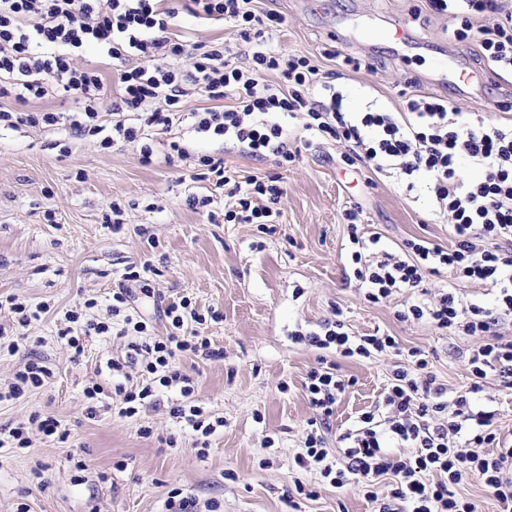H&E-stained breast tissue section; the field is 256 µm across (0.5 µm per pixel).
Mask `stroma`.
Segmentation results:
<instances>
[{
  "label": "stroma",
  "mask_w": 512,
  "mask_h": 512,
  "mask_svg": "<svg viewBox=\"0 0 512 512\" xmlns=\"http://www.w3.org/2000/svg\"><path fill=\"white\" fill-rule=\"evenodd\" d=\"M265 10L285 18L279 44L290 54L320 55L325 69L340 71L337 84L348 111L368 106L397 112L400 91L449 98L458 107L501 120L488 84L457 87L437 75L450 61L475 67V46L449 41L448 20L431 12L425 0H259ZM189 40L216 37L247 53L235 29L221 20L180 15ZM407 23L411 34L402 45L387 38L394 24ZM371 62L374 71L354 70L343 57ZM56 132L31 128L0 131V325L14 315L5 302L16 297L50 310L26 327V341L16 355L0 353V385L7 384L26 358L44 360L53 375L45 386L23 398L0 403V424L49 413L81 444L79 459L67 445L34 437L31 447L0 454V512H165L172 488L196 499L199 512L216 504L217 512H292L288 495L296 482L316 488L312 500H300L301 512H372L359 489L321 484L300 469L294 456L302 445L313 411L304 382L316 363L317 350L294 342L297 329L319 330L342 310L347 329L364 336L382 332L402 347L427 355L428 369L452 388L468 382L466 356L478 338L436 329L424 321L396 317L405 293L371 303L353 277L349 258L346 209L362 208L365 232L385 245L424 237L451 247L448 223L433 221L424 190L406 193L395 179L349 164L345 148L320 141L302 149L287 168L274 158H252L182 125L190 156L167 159L168 136L151 131L154 162L143 166L139 144L110 150L95 141L78 142L67 156L51 144ZM223 158L236 180L280 175L285 194L275 233L255 224H228L225 210L234 198L194 180V159ZM211 197L209 207L192 208L189 197ZM125 207L120 231L103 219L111 202ZM150 263L153 297L136 302L152 332L163 335L166 306L180 297L192 299L199 312L218 309L223 319L206 322L201 331L222 358L191 356L183 360L194 381L193 400L207 420L224 425L210 436L206 452L195 445L196 433L170 414L175 393L142 409L136 417L117 412L85 415L82 390L96 381L111 385L107 363L123 359L126 338L91 336L80 360L58 332L66 311L96 300L91 318L110 320L109 305L123 269ZM393 360H342L353 380L341 395L328 447L361 413L375 406L388 383ZM287 391H280V382ZM150 428L143 436L142 428ZM175 436L174 446L164 439ZM273 437L274 447L264 445Z\"/></svg>",
  "instance_id": "35a3bbf8"
}]
</instances>
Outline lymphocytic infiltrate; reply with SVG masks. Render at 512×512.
Wrapping results in <instances>:
<instances>
[{
	"label": "lymphocytic infiltrate",
	"mask_w": 512,
	"mask_h": 512,
	"mask_svg": "<svg viewBox=\"0 0 512 512\" xmlns=\"http://www.w3.org/2000/svg\"><path fill=\"white\" fill-rule=\"evenodd\" d=\"M431 10L448 17V35L472 41L480 62L492 73L512 72V0H426ZM224 20L251 46L248 64L235 60L230 45L219 40L190 42L177 35L180 14ZM284 19L260 11L254 0H0V129H62L60 148L69 153L75 141L98 139L102 149L140 143V161L153 162L144 143L146 130L165 132L185 119L183 102L207 100L195 113L197 132L232 141L255 157L276 155L280 164L295 157L288 142L296 129L313 141L330 140L349 151L353 161L376 174L423 175L435 202L436 221H449L454 245L445 248L425 238L406 240L388 250L380 237L359 224L360 208L346 211L352 273L369 302L379 303L421 287L430 274L446 269L456 280L485 285L492 305L464 297L457 288L415 298L398 311L401 320L426 321L440 330L480 337L466 360L470 381L449 388L433 372L423 351L401 348L388 334L350 335L342 319L322 332H295L294 340L318 349L316 367L304 384L314 412L303 448L295 462L316 471L335 488L356 486L375 504V512H480L477 500L461 488L477 481L496 500L498 512H512V443L494 427L497 410L487 393L491 380L512 386V336L500 333L512 318V120L486 123L481 113L455 107L426 95L406 96L402 112H348L336 88V71H322L305 55H290L275 40ZM104 56L127 61L118 74V95L105 104V77L100 69L81 65L87 46ZM189 56L192 66L180 70L170 61ZM281 78L269 83L268 74ZM72 99L70 111L41 108V101ZM36 110H27V103ZM113 120L104 124L102 112ZM302 127H295V119ZM479 166L481 179L466 177L462 162ZM203 179L229 188L237 207L225 211L234 224H272L285 190L279 177L233 181L223 159L197 157ZM150 295L146 270L127 266L112 291L110 310L123 318L132 335L124 362L112 369L140 368L146 384L129 389L100 383L84 387L85 415L95 418L118 395L120 416L134 417L141 407L156 404L161 393L194 392L193 380L180 362L194 354L222 357L198 327L219 320L217 311L197 313L190 299L167 305L166 335L149 336L146 320L133 305L134 293ZM195 322L187 330V322ZM394 357L389 381L372 410L338 437L337 449L326 446L336 403L347 382L339 358L372 360ZM58 443L71 432L49 414L0 424V450L31 447L33 434ZM414 456H405V449ZM390 476L385 497L373 490L376 480Z\"/></svg>",
	"instance_id": "lymphocytic-infiltrate-1"
}]
</instances>
